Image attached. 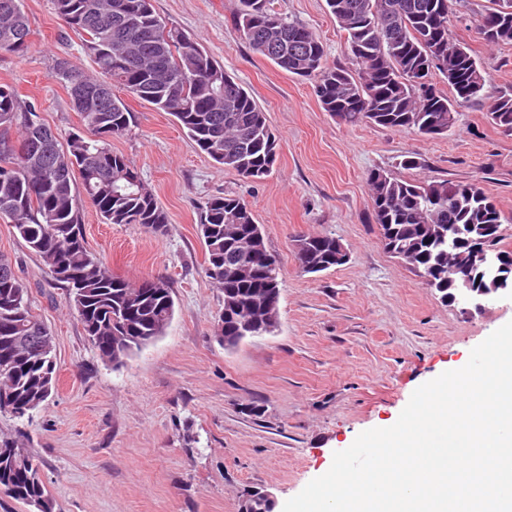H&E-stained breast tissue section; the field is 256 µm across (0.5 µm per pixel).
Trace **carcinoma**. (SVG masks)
Masks as SVG:
<instances>
[{"label": "carcinoma", "mask_w": 512, "mask_h": 512, "mask_svg": "<svg viewBox=\"0 0 512 512\" xmlns=\"http://www.w3.org/2000/svg\"><path fill=\"white\" fill-rule=\"evenodd\" d=\"M272 0H240L234 23L253 50L282 70L317 81L324 111L346 124L361 121L424 133L432 120L456 124V107L490 100L488 117L512 132V90L490 96L484 71L473 54L457 55L450 15L452 0H326L327 8L347 33L348 52L358 73L329 65L315 32L289 22L271 7ZM496 8L476 29L493 45L512 43V0H494ZM56 14L74 32L86 35L84 46L95 74L76 71L91 86L110 85L112 99L80 112L89 135L66 144L54 140L33 162L21 152L35 132L23 113L35 106L20 100L15 88L0 83V217L10 220L15 235L35 253L50 274L68 265L83 287L65 282L74 309L99 358L121 366L135 352L163 335L174 313L167 282L163 293L139 297L145 283L134 285L112 275L87 248L77 203L76 180L100 216L110 224H139L155 233L168 224L165 210L127 159L112 151L110 141L129 129L132 113L118 96L127 92L173 115L197 147L215 163L246 179L268 175L277 153L266 113L230 75L224 92L210 80L224 71L185 33L166 29L151 0H52ZM19 19L30 31L22 0H0V51L20 54L27 43L1 41L4 29ZM448 79L451 95L425 86L432 70ZM18 133V144L8 141ZM373 217L390 225L395 251L429 276L428 286L448 293V271L463 262L448 254V227L501 220L491 198L473 184L448 181L415 183L380 172L368 177ZM198 228L206 254V274L216 287L239 301L240 311L261 306L269 289L280 287L279 271L265 262L264 237L251 209L234 195L217 196L200 208ZM257 237L259 251H236L232 230ZM243 265L251 273L240 279L224 273L225 264ZM222 336L234 346L238 320L224 314ZM44 324L33 312L28 289L12 257L0 252V414L16 418L42 406L55 391L56 368L30 350L27 337ZM0 492L35 509L54 512L38 464L14 439L0 438Z\"/></svg>", "instance_id": "1"}]
</instances>
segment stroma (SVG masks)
I'll use <instances>...</instances> for the list:
<instances>
[{"label": "stroma", "instance_id": "stroma-1", "mask_svg": "<svg viewBox=\"0 0 512 512\" xmlns=\"http://www.w3.org/2000/svg\"><path fill=\"white\" fill-rule=\"evenodd\" d=\"M167 27L190 35L266 113L278 141L271 174L252 181L202 153L175 118L132 95L130 131L112 149L139 172L168 215L165 233L107 224L89 202L88 249L130 282L161 278L175 303L165 334L124 366L103 362L66 291L0 219V251L17 261L37 316L55 342L57 386L21 419L0 414V436L20 439L40 465L55 512H245L251 494L276 506L297 495L371 428L393 425L420 385L464 367L471 350L512 321V294L482 310L444 302L390 254L372 214L370 172L407 181L474 184L497 204L502 250L512 252V133L487 101L458 110L448 133L424 136L350 126L321 108L314 81L257 54L233 23L239 0H152ZM284 18L321 39L329 63L350 66L346 34L326 0H274ZM491 0H455L451 33L480 60L489 86L512 87V44L489 46L476 21ZM30 36L0 52V83L33 103L60 136L83 125L57 59L93 71L83 38L51 0H24ZM412 169L402 168L405 157ZM233 194L252 210L279 263L276 329L227 348L215 337L224 294L206 275L198 231L208 198ZM328 235L345 264L309 274L296 261L303 235Z\"/></svg>", "mask_w": 512, "mask_h": 512}]
</instances>
